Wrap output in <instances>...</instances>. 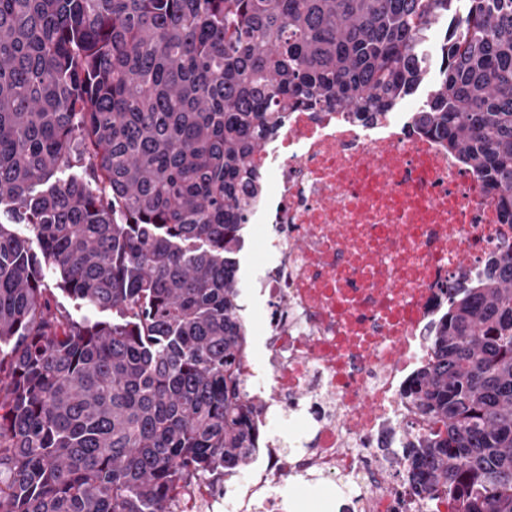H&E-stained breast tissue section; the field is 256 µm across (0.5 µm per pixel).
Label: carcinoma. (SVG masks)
Wrapping results in <instances>:
<instances>
[{
    "label": "carcinoma",
    "instance_id": "obj_1",
    "mask_svg": "<svg viewBox=\"0 0 512 512\" xmlns=\"http://www.w3.org/2000/svg\"><path fill=\"white\" fill-rule=\"evenodd\" d=\"M0 0V512H174L248 466L236 274L253 156L299 107L413 128L512 225V0ZM79 172L63 179L58 174ZM36 240L39 251L29 245ZM110 320H74L55 291ZM405 395L419 493L512 512V249L451 288Z\"/></svg>",
    "mask_w": 512,
    "mask_h": 512
}]
</instances>
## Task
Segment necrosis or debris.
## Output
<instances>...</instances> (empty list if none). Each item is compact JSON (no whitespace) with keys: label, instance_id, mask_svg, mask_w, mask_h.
<instances>
[{"label":"necrosis or debris","instance_id":"obj_1","mask_svg":"<svg viewBox=\"0 0 512 512\" xmlns=\"http://www.w3.org/2000/svg\"><path fill=\"white\" fill-rule=\"evenodd\" d=\"M409 124L406 112L297 111L255 158L265 358H244L241 380L248 398L272 396L257 416L264 451L225 493L229 512H296L281 492L296 476L329 512L340 490L352 512H456L386 479L383 456L441 430L404 389L433 358L449 286L483 279L512 226L475 171ZM298 419L302 432L280 434Z\"/></svg>","mask_w":512,"mask_h":512}]
</instances>
